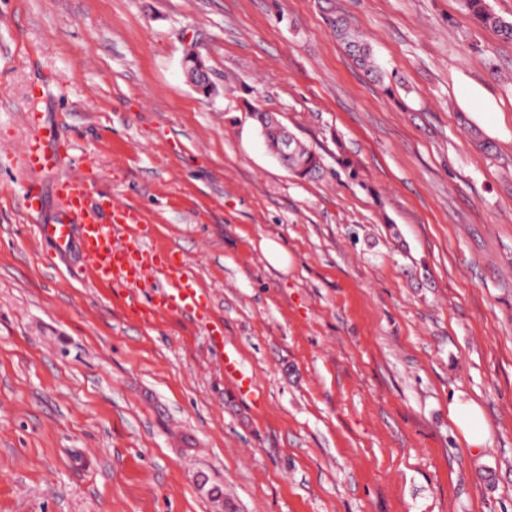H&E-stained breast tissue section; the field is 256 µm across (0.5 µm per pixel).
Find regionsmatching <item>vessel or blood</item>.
Segmentation results:
<instances>
[{
  "mask_svg": "<svg viewBox=\"0 0 512 512\" xmlns=\"http://www.w3.org/2000/svg\"><path fill=\"white\" fill-rule=\"evenodd\" d=\"M68 149V142L53 130L41 128L26 143L18 162L26 171H50L59 168ZM56 195L61 221L40 227L54 251L78 244L83 272L94 282L124 292L131 316L187 314L210 329L196 280L183 268L158 262L156 249L141 231L147 218L140 209L113 202L92 205L86 178L73 173L59 176ZM142 291L149 295L148 304L137 299Z\"/></svg>",
  "mask_w": 512,
  "mask_h": 512,
  "instance_id": "obj_1",
  "label": "vessel or blood"
}]
</instances>
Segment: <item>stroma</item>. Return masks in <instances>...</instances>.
Listing matches in <instances>:
<instances>
[{
	"label": "stroma",
	"instance_id": "obj_1",
	"mask_svg": "<svg viewBox=\"0 0 512 512\" xmlns=\"http://www.w3.org/2000/svg\"><path fill=\"white\" fill-rule=\"evenodd\" d=\"M37 87L60 171L149 216L250 394L190 317H129L39 237L56 175L15 160ZM251 105L319 179L268 153ZM456 397L483 408L482 446ZM0 512H512V41L461 0H0ZM336 39L344 46L356 63L365 69L371 78L382 82L384 75L376 65L369 45L363 42L351 29L348 20L342 15H336L331 19ZM184 72L195 90L210 96L215 88L209 76V68L198 53H189L183 60ZM459 99L464 103H470L477 107L479 112H484L488 121L491 118H495L497 112V106L492 98L482 89L463 86L459 92ZM266 113V124L279 130L281 139L277 146L270 147L269 150L277 156L283 165L288 168V157L294 155L305 146L297 139V137L288 131L273 112ZM295 164L301 168L298 176L304 180L316 179L324 171L321 156L312 150L304 151ZM450 419L460 430L469 445H480L486 433V423L481 407L475 403L454 402L450 406Z\"/></svg>",
	"mask_w": 512,
	"mask_h": 512
}]
</instances>
